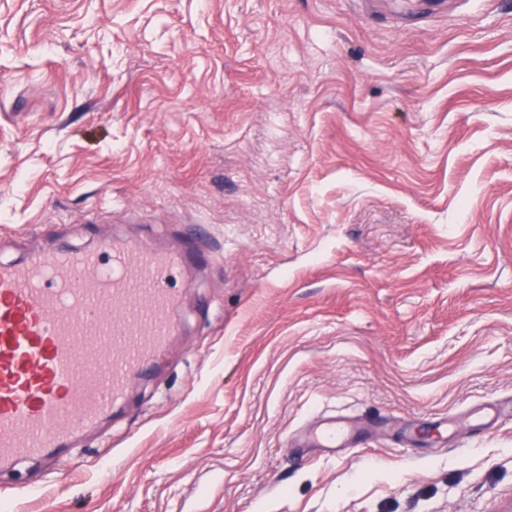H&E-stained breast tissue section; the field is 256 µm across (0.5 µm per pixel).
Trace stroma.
Returning a JSON list of instances; mask_svg holds the SVG:
<instances>
[{
  "instance_id": "obj_1",
  "label": "stroma",
  "mask_w": 512,
  "mask_h": 512,
  "mask_svg": "<svg viewBox=\"0 0 512 512\" xmlns=\"http://www.w3.org/2000/svg\"><path fill=\"white\" fill-rule=\"evenodd\" d=\"M187 235L177 334L0 505L512 512V0H0V259ZM366 428L352 427L343 417L322 416L314 424L292 435L302 447L356 448L362 443Z\"/></svg>"
}]
</instances>
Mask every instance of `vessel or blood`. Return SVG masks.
<instances>
[{
	"label": "vessel or blood",
	"instance_id": "b4317fda",
	"mask_svg": "<svg viewBox=\"0 0 512 512\" xmlns=\"http://www.w3.org/2000/svg\"><path fill=\"white\" fill-rule=\"evenodd\" d=\"M130 241L31 252L0 265V467L42 457L94 428L177 326V265L200 263ZM364 429L323 416L302 447L354 448Z\"/></svg>",
	"mask_w": 512,
	"mask_h": 512
}]
</instances>
